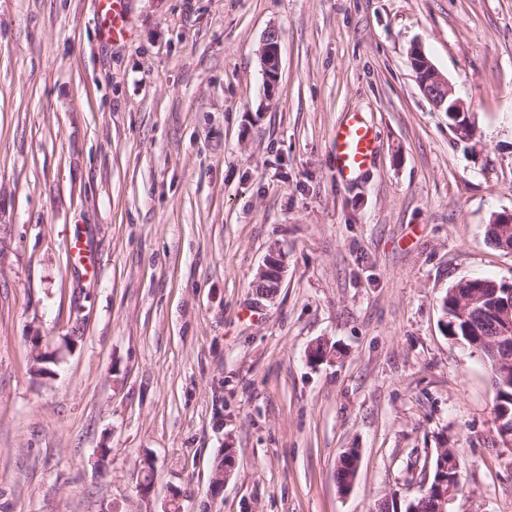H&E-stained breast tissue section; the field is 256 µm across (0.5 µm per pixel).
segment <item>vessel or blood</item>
Masks as SVG:
<instances>
[{"label":"vessel or blood","instance_id":"b4317fda","mask_svg":"<svg viewBox=\"0 0 512 512\" xmlns=\"http://www.w3.org/2000/svg\"><path fill=\"white\" fill-rule=\"evenodd\" d=\"M125 0H99V9L111 25L107 34L119 39V24ZM333 166L337 176L346 182L359 179L371 167L376 154V132L362 113L350 112L336 126L330 141Z\"/></svg>","mask_w":512,"mask_h":512}]
</instances>
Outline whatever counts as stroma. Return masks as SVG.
Listing matches in <instances>:
<instances>
[{"mask_svg": "<svg viewBox=\"0 0 512 512\" xmlns=\"http://www.w3.org/2000/svg\"><path fill=\"white\" fill-rule=\"evenodd\" d=\"M124 16L114 42L97 0H0V512H373L419 496L440 448L463 464L450 512H512L490 366L439 306L462 280L512 284V251L486 237L512 213V0H125ZM415 45L472 140L421 92ZM350 112L377 150L346 183L330 139ZM274 250L268 300L253 285ZM319 340L331 354L308 363ZM226 447L238 466L214 499ZM279 33L269 29L263 37L260 50L262 72L268 97H274L280 77ZM283 269V256L280 253H272L266 258L265 264L260 268L257 282H270L272 283L273 288H279Z\"/></svg>", "mask_w": 512, "mask_h": 512, "instance_id": "stroma-1", "label": "stroma"}]
</instances>
